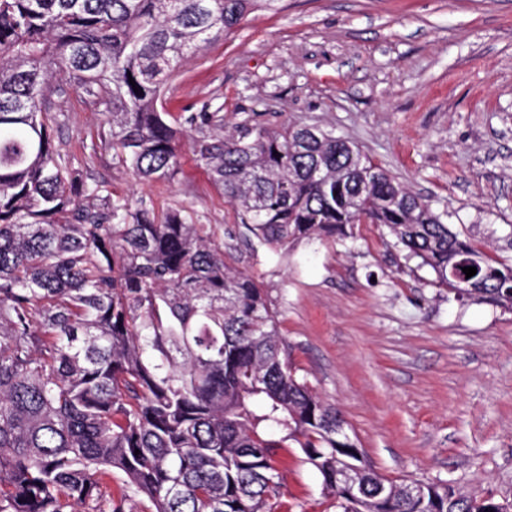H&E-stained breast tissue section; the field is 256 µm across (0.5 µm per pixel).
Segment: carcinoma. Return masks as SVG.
I'll list each match as a JSON object with an SVG mask.
<instances>
[{"instance_id": "1", "label": "carcinoma", "mask_w": 512, "mask_h": 512, "mask_svg": "<svg viewBox=\"0 0 512 512\" xmlns=\"http://www.w3.org/2000/svg\"><path fill=\"white\" fill-rule=\"evenodd\" d=\"M276 0H0V512H279L283 434L336 512H491L492 494L374 470L289 359L268 291L224 228L115 200L53 144L54 98L83 88L112 158L172 178L182 129L164 77ZM135 84H130L129 79ZM251 250L388 230L457 299L512 309L497 266L331 132L186 118ZM471 279L450 276L462 262ZM350 472L359 488L341 483ZM125 478L112 494V474Z\"/></svg>"}]
</instances>
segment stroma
I'll use <instances>...</instances> for the list:
<instances>
[{
  "label": "stroma",
  "mask_w": 512,
  "mask_h": 512,
  "mask_svg": "<svg viewBox=\"0 0 512 512\" xmlns=\"http://www.w3.org/2000/svg\"><path fill=\"white\" fill-rule=\"evenodd\" d=\"M55 142L113 196L231 230L235 267L268 290L298 376L338 409L393 479H441L512 498V310L456 299L385 230L252 252L189 144L170 180L138 182L101 144L102 116L70 88ZM184 121L335 131L496 264L512 266V0H278L187 55L166 82ZM274 460L281 512H336L294 442Z\"/></svg>",
  "instance_id": "obj_1"
}]
</instances>
